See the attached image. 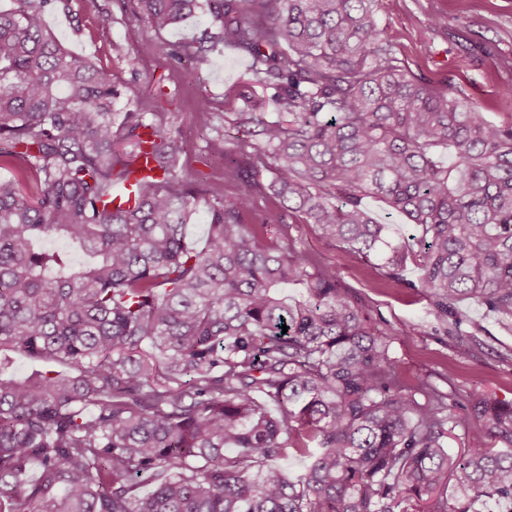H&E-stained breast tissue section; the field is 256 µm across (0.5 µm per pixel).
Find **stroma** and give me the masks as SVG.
I'll use <instances>...</instances> for the list:
<instances>
[{
	"label": "stroma",
	"instance_id": "obj_1",
	"mask_svg": "<svg viewBox=\"0 0 512 512\" xmlns=\"http://www.w3.org/2000/svg\"><path fill=\"white\" fill-rule=\"evenodd\" d=\"M104 12L112 16L107 29L98 23ZM376 13L384 38L416 76L474 105L490 121H512V103L499 96L501 86L512 82V0H379ZM438 15L447 16V27L435 26ZM45 23L67 49L107 72L124 99L176 117L173 132L186 147L183 165L201 185L220 177L224 150L241 134L225 123V113L242 110L250 95L269 94L255 84L250 57L233 47L217 45L203 70L177 59V52L217 32L207 14L159 30L136 15L135 0H70L68 10L47 11ZM116 42L122 53L113 52ZM202 97L211 102L203 116L196 112ZM281 212L279 201L261 191L245 221L266 223L263 242L336 267L343 290L371 323L391 328L390 354L405 386L425 380L446 392L512 402V330L484 305L464 302L474 335L446 331L424 291L395 283L371 261L323 239L314 225L293 217L279 225Z\"/></svg>",
	"mask_w": 512,
	"mask_h": 512
}]
</instances>
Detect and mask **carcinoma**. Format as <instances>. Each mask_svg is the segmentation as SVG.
I'll return each mask as SVG.
<instances>
[{
	"label": "carcinoma",
	"mask_w": 512,
	"mask_h": 512,
	"mask_svg": "<svg viewBox=\"0 0 512 512\" xmlns=\"http://www.w3.org/2000/svg\"><path fill=\"white\" fill-rule=\"evenodd\" d=\"M163 30L205 10L213 42L275 89L224 119L248 137L221 181L188 180L170 117L127 103L50 33L69 0L0 10V353L64 373L6 378L0 512H476L512 504V403L406 388L336 267L247 224L258 178L284 210L406 288L438 319L473 299L512 320V121L415 77L376 0H136ZM145 154L135 202L112 191ZM239 192L224 198V183ZM34 188L27 196L21 184ZM404 216L392 243L363 203ZM205 204L203 246L187 225ZM418 277L406 278L408 262ZM287 333H282V326ZM474 421L457 459L444 438ZM305 462L288 474L282 462ZM365 206L373 213V215L382 224H390L391 232L398 241L409 240L410 244L413 245L414 250H418V246L415 241H412L411 234L414 233L413 228L410 224H406V220L396 214H390L387 207L380 199L374 197H367L363 200Z\"/></svg>",
	"instance_id": "cac0c4a2"
}]
</instances>
